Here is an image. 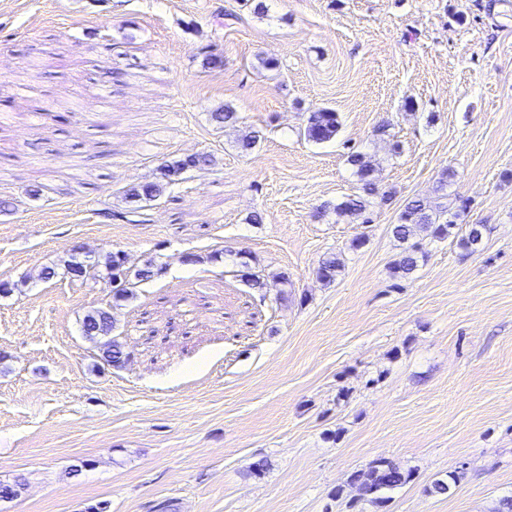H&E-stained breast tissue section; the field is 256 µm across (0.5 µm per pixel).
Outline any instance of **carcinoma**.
Wrapping results in <instances>:
<instances>
[{"instance_id":"obj_1","label":"carcinoma","mask_w":512,"mask_h":512,"mask_svg":"<svg viewBox=\"0 0 512 512\" xmlns=\"http://www.w3.org/2000/svg\"><path fill=\"white\" fill-rule=\"evenodd\" d=\"M210 123L221 129L233 126L238 121L237 112L226 105L209 115ZM340 122L338 113L332 108H321L309 113L303 128V137L313 143L321 144L332 140L338 131ZM358 181L361 193L350 195L335 206L336 213L360 221L362 224L373 222L374 209L381 208L392 199L391 193L379 192L377 169L370 157L361 152H353L347 157ZM210 155L201 153L165 164L160 168V178L156 181L133 185L126 190L129 203L140 208L156 202L166 188L179 180L187 172L210 165ZM448 210L434 205L423 198H414L404 205L398 221L391 227L393 238L399 242L400 252L391 267L392 277L398 281H407L424 265L427 251L424 242H442L453 234L456 224L447 218ZM485 225L470 224L461 239V245L471 253L478 251L483 244ZM342 265V259L331 255L323 259L317 270L319 280L330 283L335 280ZM106 277L118 282L113 287V298L117 301L129 299L138 283L149 280L159 273L153 261L148 266L135 271L125 266L121 252H111L105 259ZM115 324L110 311L98 309L86 314L81 322V331L85 338L99 345L100 358L109 366L120 367L127 353L123 344L112 336ZM463 472L450 471L432 481L428 491L439 495L448 493L462 479ZM414 479L411 470L400 467L387 458H376L365 468L352 473L349 485L363 489L361 501L376 506H384L391 499V493L409 484Z\"/></svg>"}]
</instances>
